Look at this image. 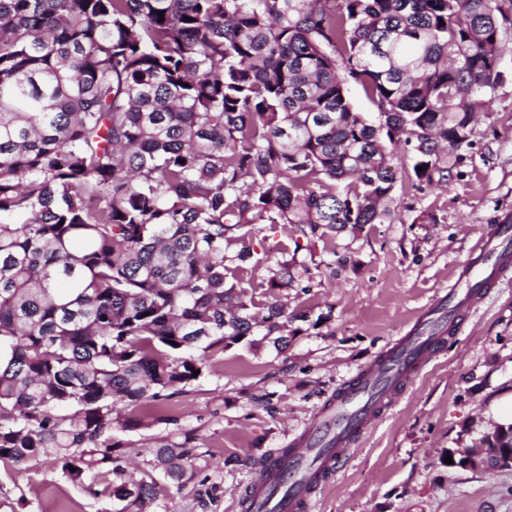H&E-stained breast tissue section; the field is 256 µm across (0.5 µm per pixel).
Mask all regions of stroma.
I'll return each instance as SVG.
<instances>
[{"label":"stroma","mask_w":512,"mask_h":512,"mask_svg":"<svg viewBox=\"0 0 512 512\" xmlns=\"http://www.w3.org/2000/svg\"><path fill=\"white\" fill-rule=\"evenodd\" d=\"M500 68L504 81L471 145L450 157L449 174L410 178L411 153L396 144L391 219L337 237L335 251L298 252L297 263L315 271L309 291L288 295L297 334L287 350L232 345L145 426L116 433L120 455L137 463L162 440L190 441L200 456L193 481L160 490L151 512H239L256 465L310 427L331 395L454 285L477 238L512 214V38ZM444 347L353 446L309 512H512V469L445 461L489 431L512 396V270L482 289ZM106 483L92 475L71 484L51 455L21 473L0 463V512H116Z\"/></svg>","instance_id":"35a3bbf8"}]
</instances>
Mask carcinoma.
Returning <instances> with one entry per match:
<instances>
[{
    "label": "carcinoma",
    "instance_id": "1",
    "mask_svg": "<svg viewBox=\"0 0 512 512\" xmlns=\"http://www.w3.org/2000/svg\"><path fill=\"white\" fill-rule=\"evenodd\" d=\"M164 16H159V13ZM512 0H0V461L50 451L63 477L113 475L119 512L180 488L194 448L150 481L112 430L182 392L224 349L288 348V297L259 224L310 242L381 224L388 145L429 181L471 145L497 86ZM374 107L358 111L348 85ZM424 170H418V167ZM260 232L254 238V248L257 251V257L263 261L262 265L256 273L259 281L267 275L266 266L273 265L278 252L282 245L288 244V248L292 251L293 244L290 239L291 229L289 226L281 224L271 227L269 224H259Z\"/></svg>",
    "mask_w": 512,
    "mask_h": 512
}]
</instances>
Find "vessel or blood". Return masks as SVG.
<instances>
[{"mask_svg": "<svg viewBox=\"0 0 512 512\" xmlns=\"http://www.w3.org/2000/svg\"><path fill=\"white\" fill-rule=\"evenodd\" d=\"M475 259L460 266L454 288L437 297L413 326L331 397L316 422L292 443L277 465H263L246 496L247 512H307L313 493L328 483L349 448L390 408L398 387L417 376L439 353L447 323L476 302L481 285L512 262V225L481 235Z\"/></svg>", "mask_w": 512, "mask_h": 512, "instance_id": "vessel-or-blood-1", "label": "vessel or blood"}]
</instances>
